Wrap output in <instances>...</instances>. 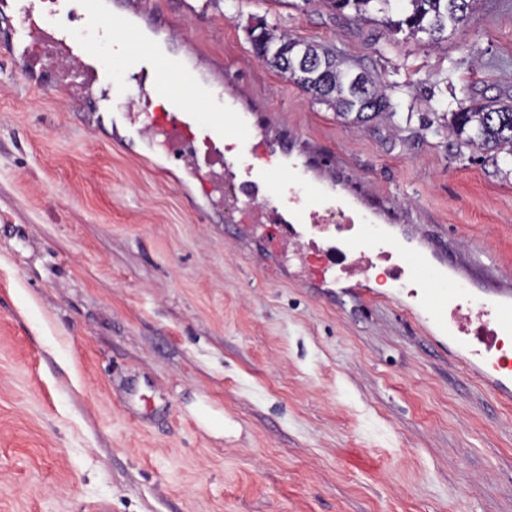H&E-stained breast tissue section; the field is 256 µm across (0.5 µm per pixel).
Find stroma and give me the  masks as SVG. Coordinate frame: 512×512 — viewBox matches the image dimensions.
I'll use <instances>...</instances> for the list:
<instances>
[{"mask_svg": "<svg viewBox=\"0 0 512 512\" xmlns=\"http://www.w3.org/2000/svg\"><path fill=\"white\" fill-rule=\"evenodd\" d=\"M126 0L146 45L287 139L414 243L512 286V173L423 126L512 97V0L443 47L322 0ZM336 46L405 119L345 123L252 47L257 20ZM212 209L179 161L125 138L0 48V512H512V406L376 279Z\"/></svg>", "mask_w": 512, "mask_h": 512, "instance_id": "stroma-1", "label": "stroma"}]
</instances>
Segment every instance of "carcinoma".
Segmentation results:
<instances>
[{
    "label": "carcinoma",
    "instance_id": "obj_1",
    "mask_svg": "<svg viewBox=\"0 0 512 512\" xmlns=\"http://www.w3.org/2000/svg\"><path fill=\"white\" fill-rule=\"evenodd\" d=\"M343 15L351 11L357 26L382 25L391 32L424 33L431 43L448 40L483 0H322ZM256 54L292 81L312 101L326 104L336 115L358 126L377 117L392 119L396 105L387 88L371 73L351 63L336 49L296 40L266 24L251 36ZM448 138L482 153L512 158V98L474 102L451 113Z\"/></svg>",
    "mask_w": 512,
    "mask_h": 512
}]
</instances>
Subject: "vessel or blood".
<instances>
[{
    "instance_id": "b4317fda",
    "label": "vessel or blood",
    "mask_w": 512,
    "mask_h": 512,
    "mask_svg": "<svg viewBox=\"0 0 512 512\" xmlns=\"http://www.w3.org/2000/svg\"><path fill=\"white\" fill-rule=\"evenodd\" d=\"M19 3L8 43L12 57L22 62V73L32 75L49 57L58 84L81 96L91 95L104 84L118 96L122 93L118 72L134 71L141 109L123 113L124 122L134 136H152L167 151L184 158L190 173L206 171L208 195L218 207L234 204L224 192L228 182L254 196L273 189L280 222L292 233L299 228L311 230L318 208L332 203V195L319 185H311L305 194L297 190L298 171L255 163L257 146L241 113L191 108L187 99L196 86L189 75L171 71L157 58L124 53V45L133 42L134 34L121 16L101 13L95 0H83L81 28L94 31L114 49L105 59L98 54L95 41L79 38L75 30L60 28L55 15L43 14L42 0ZM159 94L167 106L163 113L154 114L150 108ZM230 158L236 165L227 171L228 182L218 181L216 166ZM349 219L358 224V231L329 245V253L350 254L365 263L375 258L389 262L394 281L411 282L419 291L420 312L432 322L435 342L451 346L470 375L511 404L512 358L505 354L503 340L512 337V292L483 289L475 282L457 286L464 272L451 252L430 244L410 249L399 237L367 224L361 213L350 212Z\"/></svg>"
}]
</instances>
